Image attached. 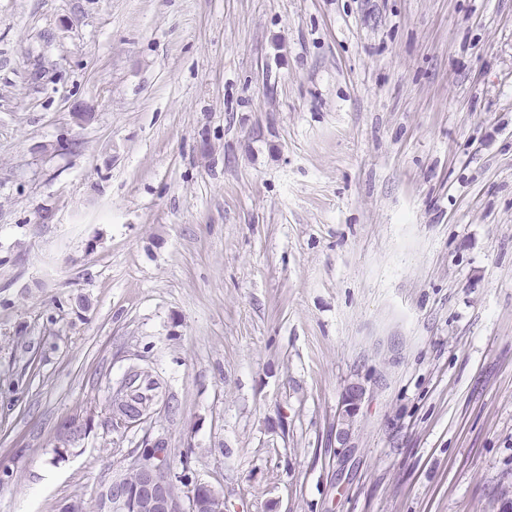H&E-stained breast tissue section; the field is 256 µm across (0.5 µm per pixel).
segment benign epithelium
Instances as JSON below:
<instances>
[{"instance_id":"benign-epithelium-1","label":"benign epithelium","mask_w":512,"mask_h":512,"mask_svg":"<svg viewBox=\"0 0 512 512\" xmlns=\"http://www.w3.org/2000/svg\"><path fill=\"white\" fill-rule=\"evenodd\" d=\"M365 390L357 383L344 389L336 419V440L351 436ZM90 428V417L76 415L56 435V452L63 457L76 450ZM137 479L130 483L125 472L112 475L99 490L98 512H224V495L206 483L192 484L174 472L167 449L151 448L135 456Z\"/></svg>"}]
</instances>
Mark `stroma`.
Returning <instances> with one entry per match:
<instances>
[{"label": "stroma", "instance_id": "obj_1", "mask_svg": "<svg viewBox=\"0 0 512 512\" xmlns=\"http://www.w3.org/2000/svg\"><path fill=\"white\" fill-rule=\"evenodd\" d=\"M155 441L226 512H503L512 0H0V512ZM134 373L136 383L128 388L127 399L130 404L153 409L159 401H163L166 388L164 380L152 368L139 364L128 368ZM364 395V388L357 383L348 384L344 389L336 419V440L338 442L345 444L351 436ZM90 417L76 415L61 425L56 435V452L61 458L73 453L85 439L90 428Z\"/></svg>", "mask_w": 512, "mask_h": 512}]
</instances>
